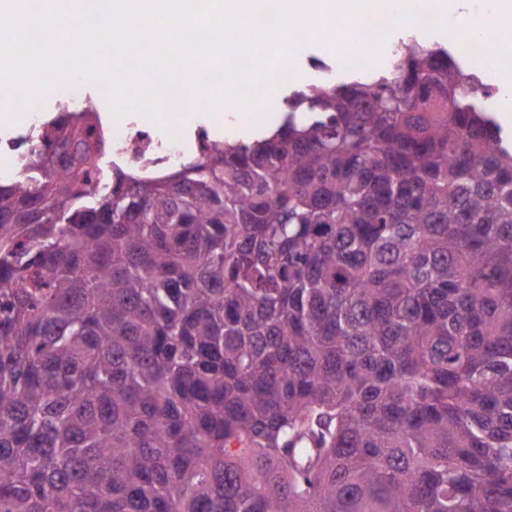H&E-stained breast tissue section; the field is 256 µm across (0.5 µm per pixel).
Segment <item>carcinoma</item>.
<instances>
[{
  "label": "carcinoma",
  "instance_id": "cac0c4a2",
  "mask_svg": "<svg viewBox=\"0 0 512 512\" xmlns=\"http://www.w3.org/2000/svg\"><path fill=\"white\" fill-rule=\"evenodd\" d=\"M251 141L0 180V512H512V136L443 48Z\"/></svg>",
  "mask_w": 512,
  "mask_h": 512
}]
</instances>
